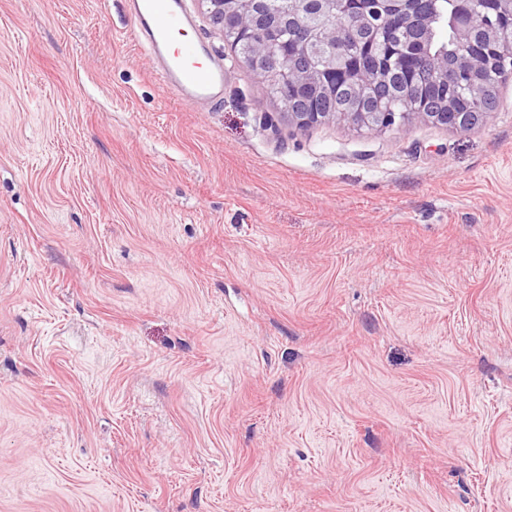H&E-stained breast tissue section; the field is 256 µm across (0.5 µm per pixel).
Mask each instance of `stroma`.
<instances>
[{
	"instance_id": "stroma-1",
	"label": "stroma",
	"mask_w": 512,
	"mask_h": 512,
	"mask_svg": "<svg viewBox=\"0 0 512 512\" xmlns=\"http://www.w3.org/2000/svg\"><path fill=\"white\" fill-rule=\"evenodd\" d=\"M180 104L124 0H0V512H512V79L485 124Z\"/></svg>"
}]
</instances>
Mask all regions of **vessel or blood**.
I'll list each match as a JSON object with an SVG mask.
<instances>
[{
	"label": "vessel or blood",
	"instance_id": "vessel-or-blood-1",
	"mask_svg": "<svg viewBox=\"0 0 512 512\" xmlns=\"http://www.w3.org/2000/svg\"><path fill=\"white\" fill-rule=\"evenodd\" d=\"M130 13L138 41L156 61L162 80L184 101L217 100L224 69L208 59L203 43L170 45L173 31L188 23L180 0H130Z\"/></svg>",
	"mask_w": 512,
	"mask_h": 512
}]
</instances>
